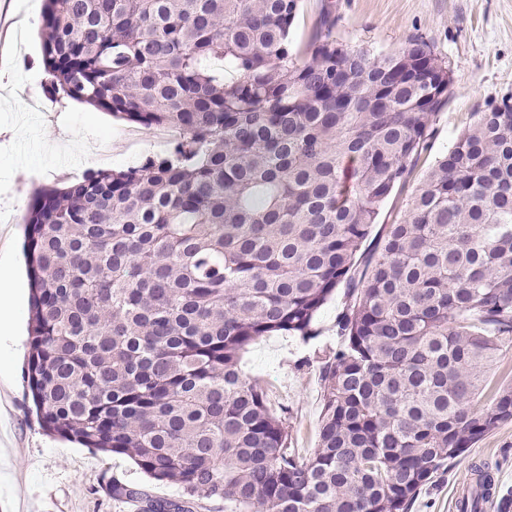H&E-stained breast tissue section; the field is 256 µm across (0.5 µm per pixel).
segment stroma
Here are the masks:
<instances>
[{
  "instance_id": "obj_1",
  "label": "stroma",
  "mask_w": 512,
  "mask_h": 512,
  "mask_svg": "<svg viewBox=\"0 0 512 512\" xmlns=\"http://www.w3.org/2000/svg\"><path fill=\"white\" fill-rule=\"evenodd\" d=\"M36 0H0V266L14 271L12 316L18 332L0 351L12 372L0 384V512H146L148 499L184 500L187 512H204L174 484L151 482L125 455L103 453L47 435L38 423L24 379L29 351L30 292L23 256L24 217L35 188L62 186L90 168L124 169L154 152V130L140 129L129 147L131 123L70 99L52 109L33 105L45 95ZM332 36L374 54L397 51L409 41L427 42L447 65L452 84L447 103L432 121V148L415 164L408 182L383 204L378 224L403 218L410 198L436 157L451 148L477 112L512 96V0H300L290 30L291 49L303 48L323 14ZM345 302L336 288L315 318L318 337L302 345L284 336L252 344L243 359L259 377L272 404L285 407L292 445L310 453L322 410L320 361L335 350L336 317ZM488 465L498 496L512 492V422L501 424L425 485L409 512H459L475 485L474 468ZM140 491L135 500L113 499L112 480Z\"/></svg>"
}]
</instances>
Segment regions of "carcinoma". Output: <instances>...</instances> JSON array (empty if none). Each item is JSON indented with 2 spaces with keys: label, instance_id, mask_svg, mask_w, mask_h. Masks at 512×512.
I'll return each mask as SVG.
<instances>
[{
  "label": "carcinoma",
  "instance_id": "cac0c4a2",
  "mask_svg": "<svg viewBox=\"0 0 512 512\" xmlns=\"http://www.w3.org/2000/svg\"><path fill=\"white\" fill-rule=\"evenodd\" d=\"M299 2L44 0L48 91L176 138L32 196L25 378L46 433L224 512H409L512 421V386L476 407L512 348V96L365 252L429 148L448 67L418 39L344 46L326 16L294 52ZM342 283L303 455L241 359L264 336L311 340ZM493 487L480 474L459 512Z\"/></svg>",
  "mask_w": 512,
  "mask_h": 512
}]
</instances>
